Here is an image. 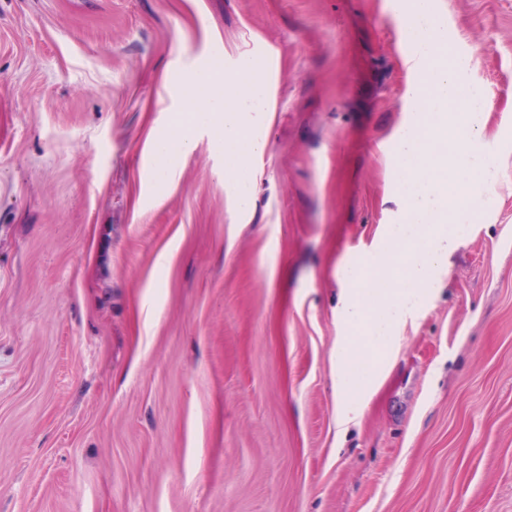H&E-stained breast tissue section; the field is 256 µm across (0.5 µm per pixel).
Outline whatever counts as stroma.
Wrapping results in <instances>:
<instances>
[{
  "instance_id": "stroma-1",
  "label": "stroma",
  "mask_w": 512,
  "mask_h": 512,
  "mask_svg": "<svg viewBox=\"0 0 512 512\" xmlns=\"http://www.w3.org/2000/svg\"><path fill=\"white\" fill-rule=\"evenodd\" d=\"M431 2L493 185L367 340L339 306L404 261L409 0H0V512H512V0ZM207 59L275 81L241 181L186 112ZM190 145V139L180 134L178 130H173L170 136L152 144L158 163L161 166L167 164L171 155L187 151Z\"/></svg>"
}]
</instances>
